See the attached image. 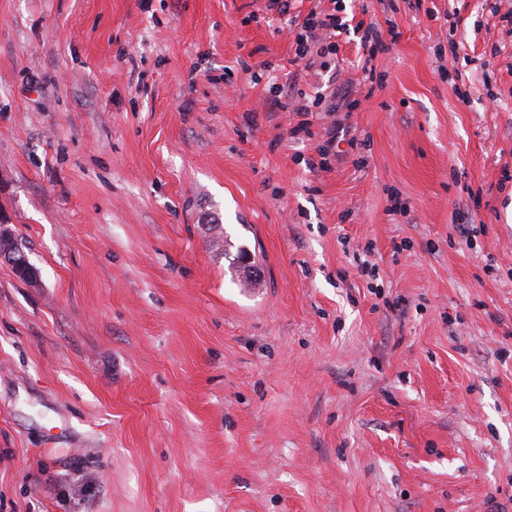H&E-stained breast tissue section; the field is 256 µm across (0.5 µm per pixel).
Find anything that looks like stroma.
<instances>
[{
	"mask_svg": "<svg viewBox=\"0 0 512 512\" xmlns=\"http://www.w3.org/2000/svg\"><path fill=\"white\" fill-rule=\"evenodd\" d=\"M266 4L0 0V512H512V0ZM295 27L298 29L295 35L296 51L301 59L311 56L313 53L311 48L319 42L342 34H346V36L347 33L350 34L349 26L346 28L345 23L339 22L336 15L327 14L324 18H321L313 11L301 23H295ZM0 259L8 261L12 266L26 268L25 278L34 283L37 282V271L30 266L24 253H18L16 250V240L11 233L0 230Z\"/></svg>",
	"mask_w": 512,
	"mask_h": 512,
	"instance_id": "1",
	"label": "stroma"
}]
</instances>
